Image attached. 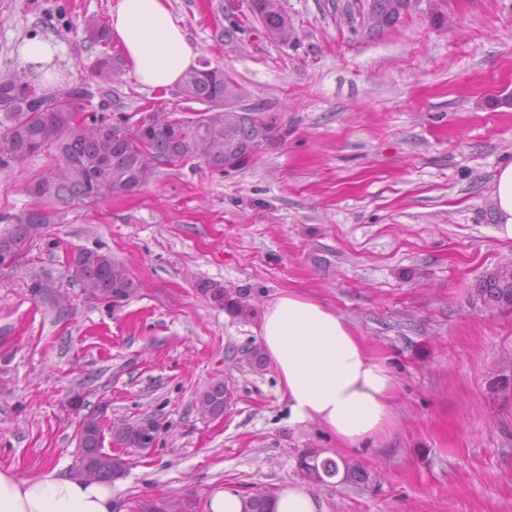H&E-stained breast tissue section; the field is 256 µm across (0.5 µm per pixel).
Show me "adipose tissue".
<instances>
[{
  "label": "adipose tissue",
  "mask_w": 512,
  "mask_h": 512,
  "mask_svg": "<svg viewBox=\"0 0 512 512\" xmlns=\"http://www.w3.org/2000/svg\"><path fill=\"white\" fill-rule=\"evenodd\" d=\"M109 34L142 86H175L198 66L199 52L170 0H112ZM492 200L497 236L512 239V163L496 173ZM260 346L295 420L319 423L346 448L385 439L395 428L394 376L333 308L296 289L282 292L263 312ZM121 488L57 467L28 478L0 469V512H115ZM269 512H323V506L310 485L296 482L275 493Z\"/></svg>",
  "instance_id": "1"
}]
</instances>
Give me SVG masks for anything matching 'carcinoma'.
<instances>
[{
  "instance_id": "cac0c4a2",
  "label": "carcinoma",
  "mask_w": 512,
  "mask_h": 512,
  "mask_svg": "<svg viewBox=\"0 0 512 512\" xmlns=\"http://www.w3.org/2000/svg\"><path fill=\"white\" fill-rule=\"evenodd\" d=\"M261 21L273 38L290 40L293 28L288 13L276 8L271 0H258ZM86 39L104 51L97 58L98 87L101 96L112 95V80L118 76L119 63L107 52L110 46L108 26L101 20L87 24ZM238 91L234 81L224 76V69L206 63L187 71L178 89L185 107L167 110L160 108L132 122L131 117L119 115H83L85 101L91 93L83 86H67L57 92L40 90L28 74L0 79V112L7 123L0 124V154L15 161L51 151L55 163L37 173L29 186L36 187V205L16 214H4L0 221L9 228L0 233V252H13L27 257L33 240L51 224L61 223L65 211L73 205H93V165L109 162L101 172L109 187L103 197H121L131 194L149 182L159 165L179 167L190 160L202 159L216 170H224L225 140L252 139L258 126H271L259 118L251 123L235 112L226 110L224 94ZM197 103L201 108L192 107ZM71 279L96 300H108L114 295L130 298L140 288L125 267L112 255L99 250L82 248L66 258ZM40 282L31 288L33 296L51 303L54 280L46 274H35ZM198 289L217 306L236 316L249 313L240 296L223 285L202 281ZM485 306L500 308L512 305V276L504 272L493 281H487L476 291ZM228 402L224 382L210 383L198 396L197 406L206 415L219 417ZM78 454L76 460L91 465L89 478L98 481L119 479L125 475L126 462L103 449L97 424L90 420L78 425L76 432ZM344 468L343 480L358 482L367 474L352 459L336 462L322 457L316 448L306 450L299 458V469L304 480L323 483ZM273 493L257 490L246 494L249 512H267Z\"/></svg>"
}]
</instances>
